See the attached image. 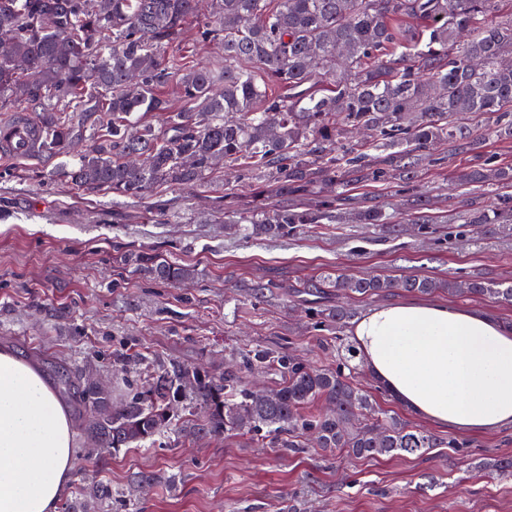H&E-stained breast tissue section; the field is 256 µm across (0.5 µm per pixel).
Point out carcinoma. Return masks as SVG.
Wrapping results in <instances>:
<instances>
[{"instance_id":"cac0c4a2","label":"carcinoma","mask_w":512,"mask_h":512,"mask_svg":"<svg viewBox=\"0 0 512 512\" xmlns=\"http://www.w3.org/2000/svg\"><path fill=\"white\" fill-rule=\"evenodd\" d=\"M218 22L195 41L224 46V65L180 63L178 45L199 0H0V101L32 112L38 148L71 158L65 181L142 200L162 187L195 190L219 164L276 198L262 210L224 212L245 238L288 239L339 220L384 224L376 204L350 191L398 179L413 209L425 206L416 170L437 145L454 156L484 140L512 141V0H210ZM163 116L158 129L143 122ZM461 186H512L495 156L456 171ZM336 193L292 202L316 185ZM468 224H511L512 195L468 212ZM166 284L192 270L158 254L124 256ZM401 290L512 303V281L461 273L447 280L326 273L293 286L312 335L336 366L286 348L242 349L216 378L176 360L159 362L112 406V393L68 372L79 410L94 416L87 438L106 454L152 442L171 429L184 401L205 413L194 434L249 433L293 454L315 436L324 452L354 458L422 455L462 443L380 411L351 374L344 332L355 312L339 301ZM262 371L274 385L257 388ZM500 479L512 459L473 462ZM112 498L81 489L66 512Z\"/></svg>"}]
</instances>
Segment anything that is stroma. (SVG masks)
I'll list each match as a JSON object with an SVG mask.
<instances>
[{"instance_id": "stroma-1", "label": "stroma", "mask_w": 512, "mask_h": 512, "mask_svg": "<svg viewBox=\"0 0 512 512\" xmlns=\"http://www.w3.org/2000/svg\"><path fill=\"white\" fill-rule=\"evenodd\" d=\"M421 170L435 234L408 223L409 206L392 184H369L355 196L385 210L386 224H323L288 240H243L224 234V204L256 205L248 182L219 181L195 191L165 188L136 202L86 190L58 174L64 156L36 151L0 156V344L34 360L49 380L57 370L94 363L113 383H138L124 362L175 359L221 374L227 351L284 344L308 347L328 363L303 313L289 307L290 284L327 271H369L389 278L443 280L463 271L512 281V230L464 223L468 205L491 196L455 185L461 159L446 149ZM171 221H156L159 210ZM190 266L192 279L166 285L121 262L139 250ZM278 284L256 301L244 287ZM389 414L457 448L428 455L356 459L326 456L315 444L291 455L264 448L249 434L197 437L173 430L146 448L99 457L78 431L76 488L110 484L98 512H279L297 501L302 512H512V480L466 471L464 458L512 457V429L470 434L438 427L376 393ZM144 475L153 484L141 483Z\"/></svg>"}]
</instances>
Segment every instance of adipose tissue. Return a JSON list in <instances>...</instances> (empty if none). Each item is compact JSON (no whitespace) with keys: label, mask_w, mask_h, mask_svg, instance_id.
<instances>
[{"label":"adipose tissue","mask_w":512,"mask_h":512,"mask_svg":"<svg viewBox=\"0 0 512 512\" xmlns=\"http://www.w3.org/2000/svg\"><path fill=\"white\" fill-rule=\"evenodd\" d=\"M357 357L414 414L473 434L512 427V328L488 315L404 300L369 308ZM74 432L55 389L0 349V512H58L74 471Z\"/></svg>","instance_id":"ef3b65f1"}]
</instances>
